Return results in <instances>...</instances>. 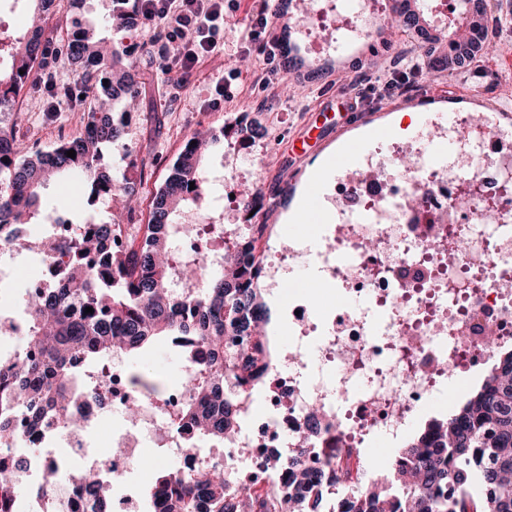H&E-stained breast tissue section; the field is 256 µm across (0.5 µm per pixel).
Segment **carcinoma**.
<instances>
[{"mask_svg": "<svg viewBox=\"0 0 512 512\" xmlns=\"http://www.w3.org/2000/svg\"><path fill=\"white\" fill-rule=\"evenodd\" d=\"M417 0H394L395 26L403 31L426 19ZM496 21L487 0H458V14L448 21L447 46L424 54L412 83L432 87L453 72L491 57L490 23ZM99 29L78 26L65 51L79 72L53 88L60 98H83L87 124L77 137L47 151L33 150L0 127V243L30 249L24 225L43 224L41 190L70 174L84 178L90 196H112L126 187L101 166L104 150L121 139L122 113L112 111L118 94H134L135 66L117 52L99 49ZM45 28L34 26L13 43L11 67L0 70V112L11 109L29 83L35 64H46ZM108 83H103V80ZM75 151V157L67 151ZM207 149L199 138L185 145L157 192L150 219L99 224L72 242L69 267L44 288L30 287L27 311L31 352L0 360V452L17 447L15 426L24 417L29 430L43 418L76 425L75 401L93 388L94 374L115 352L133 360L144 347L169 340L180 348L186 393L180 421L194 428L199 441L223 443L241 426L253 391L266 384L278 354L261 330L268 320L259 273L260 243L267 229L254 224L248 235L225 234L210 224L204 233L224 242V265L203 273L195 259L174 243L184 229L185 210L201 203ZM194 189H189V183ZM265 193L255 185L237 197L241 212H260ZM94 309L85 313V308ZM84 368L73 367L76 358ZM295 448L273 460L288 471L278 497L262 496L251 485H236L233 470L215 465L193 474L162 468L148 496L162 501L163 512H325L324 503L340 488V478L326 466L308 470ZM26 461L7 467L0 461V512H18L15 497ZM79 485L88 490L91 512H108L111 490L98 473ZM399 486L401 492L393 490ZM338 512H512V351L488 373L469 397L433 416L370 481L349 492Z\"/></svg>", "mask_w": 512, "mask_h": 512, "instance_id": "carcinoma-1", "label": "carcinoma"}]
</instances>
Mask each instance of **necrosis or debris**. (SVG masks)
Here are the masks:
<instances>
[{
	"label": "necrosis or debris",
	"instance_id": "necrosis-or-debris-1",
	"mask_svg": "<svg viewBox=\"0 0 512 512\" xmlns=\"http://www.w3.org/2000/svg\"><path fill=\"white\" fill-rule=\"evenodd\" d=\"M393 22L390 0H314L303 37L330 27L350 37ZM503 110L464 114L448 125L425 123L413 139L366 154L345 173L329 204L335 213L315 255L321 276L336 286L334 311L314 323L298 303L289 330L288 358L271 368L267 413L248 419L221 455L189 447L192 430L180 424L181 384L164 393L135 387L126 362L113 358L92 397L77 403L81 429L47 419L23 432L31 448L20 500L35 512H90L79 485L54 483L39 496L45 470H96L112 487L111 512H148L124 483L148 451L179 461L184 472L220 462L237 476L275 493L282 474L270 460L291 448L308 449V468L331 460L345 487L367 475L364 450L373 436L398 437L434 394L461 378L490 369L498 348L512 346V125ZM450 151L434 160L436 141ZM406 166H398V158ZM307 251L301 238L264 260V288L291 279ZM136 430L119 427L92 444L91 429L131 403ZM321 408L318 427L308 406Z\"/></svg>",
	"mask_w": 512,
	"mask_h": 512
}]
</instances>
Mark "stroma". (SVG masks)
Instances as JSON below:
<instances>
[{
  "label": "stroma",
  "mask_w": 512,
  "mask_h": 512,
  "mask_svg": "<svg viewBox=\"0 0 512 512\" xmlns=\"http://www.w3.org/2000/svg\"><path fill=\"white\" fill-rule=\"evenodd\" d=\"M252 5L253 0H226L224 12L229 25L225 36L237 44V53L218 52L196 68L185 85L175 87L163 74L159 60L144 52L157 34L155 26L138 20L124 30L106 29L102 22L112 7L111 0H85L79 8L72 0H54L47 21L52 32L50 48L66 40L75 21L94 23L101 26L102 36L110 40L113 49L141 69L136 97H122L115 105L124 115L125 135L105 156L111 171L124 175L139 222H146L151 201L187 140L203 128H224L228 134L223 143L212 148L208 163L215 173H234L240 184L263 183L267 221L275 226L268 244L280 246L292 234L316 245L322 225L332 221L327 198L342 168L356 167L365 153L412 136V128L396 129L394 119L399 112L415 109L422 120L431 112L450 119L459 113L479 111L471 91L494 74L512 73V37L497 29L492 33L496 55L479 62L476 69L446 78L433 88L388 97L371 95L362 100L347 87L356 67L369 68L375 74L389 64L388 59L376 58L382 44L380 36L374 34L344 47L327 82L311 85L299 76L277 73L278 93L273 96L253 77L254 72L264 69L265 61L259 44L247 36ZM226 76L232 79L234 94L228 101L215 92L217 81ZM344 99L357 110L359 121L343 133H327L318 154L301 153L300 144L310 141L315 129L327 125L328 115L335 113ZM84 118L77 101L54 100L47 93L27 90L10 112L0 115V125L27 145L46 150L77 135ZM250 122L260 128L259 136L251 141L253 152L264 157L260 169L251 166L237 135L239 125ZM43 197L80 221L90 216L101 223L125 221L112 199H89L83 183L73 177H61L44 190ZM335 294L333 284L320 281L313 258L300 257L291 283L266 297L270 308L268 334L276 347L288 345V310L295 300L311 301V317L320 321L326 318L328 299ZM136 368L147 379L172 382L181 372L179 351L164 343L154 345L139 357Z\"/></svg>",
  "instance_id": "1"
}]
</instances>
